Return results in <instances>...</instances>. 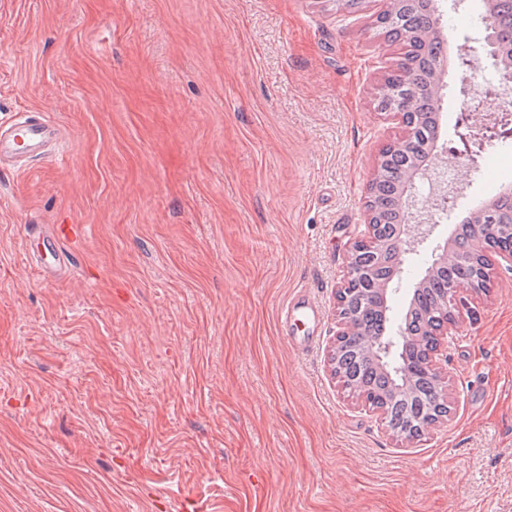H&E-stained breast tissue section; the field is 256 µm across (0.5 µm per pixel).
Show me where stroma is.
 Wrapping results in <instances>:
<instances>
[{
	"label": "stroma",
	"mask_w": 512,
	"mask_h": 512,
	"mask_svg": "<svg viewBox=\"0 0 512 512\" xmlns=\"http://www.w3.org/2000/svg\"><path fill=\"white\" fill-rule=\"evenodd\" d=\"M381 0H0V116L64 141L0 164V512H512V270L448 340L451 413L404 443L327 357L335 290L383 146L401 57ZM447 48L433 167L452 217L411 255L404 318L467 212L512 187V138L454 133L498 77L482 0H436ZM468 44L473 67L459 68ZM68 275L44 278L29 238ZM305 311L281 322L292 299ZM316 343L306 353L296 343Z\"/></svg>",
	"instance_id": "stroma-1"
}]
</instances>
